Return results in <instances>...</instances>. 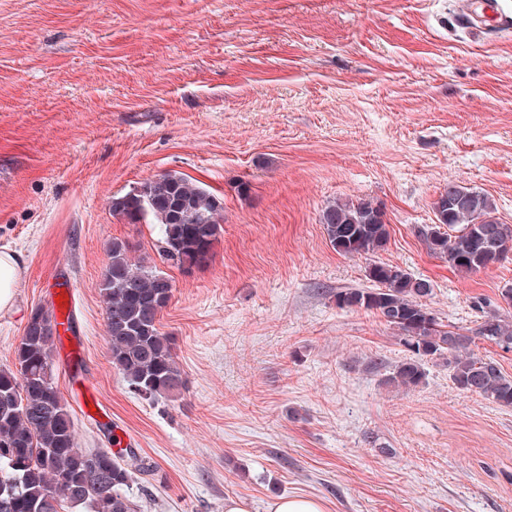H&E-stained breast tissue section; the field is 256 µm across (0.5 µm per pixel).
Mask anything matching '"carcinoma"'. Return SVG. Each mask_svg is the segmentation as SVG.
Here are the masks:
<instances>
[{
    "label": "carcinoma",
    "instance_id": "carcinoma-1",
    "mask_svg": "<svg viewBox=\"0 0 512 512\" xmlns=\"http://www.w3.org/2000/svg\"><path fill=\"white\" fill-rule=\"evenodd\" d=\"M112 210L132 224L149 217L161 225L160 252L182 271L209 262L223 223L221 203L176 174L149 179L113 199ZM433 211L436 223L418 227V237L459 274L497 262L492 236L512 237V225L498 222L490 197L471 187L448 183ZM320 222L332 246L344 255L375 253L389 238L383 211L365 199L326 206ZM128 250V243L112 242L100 288L110 357L136 394L154 399L184 385L172 342L159 329L173 283L151 267L131 263ZM367 276L378 287L346 288L336 296L346 308L380 317L413 352L393 366L387 383L419 386L426 377L424 360L436 357L448 364L457 391L512 407V377L471 349L478 337L512 348L511 319L492 316L471 334H459L440 324L422 302L432 295L428 280L386 263L369 266ZM57 326L52 309H33L14 350V368L0 369V512H136L123 454L78 444L69 405L55 382Z\"/></svg>",
    "mask_w": 512,
    "mask_h": 512
}]
</instances>
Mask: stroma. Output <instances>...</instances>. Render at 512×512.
Masks as SVG:
<instances>
[{
    "label": "stroma",
    "instance_id": "stroma-1",
    "mask_svg": "<svg viewBox=\"0 0 512 512\" xmlns=\"http://www.w3.org/2000/svg\"><path fill=\"white\" fill-rule=\"evenodd\" d=\"M462 0H0V250L22 267L0 313L12 367L44 282L67 268L87 350L88 412L56 384L80 447L135 455L139 512L319 499L324 512H512V408L454 389L445 361L386 384L409 352L344 288L384 262L428 280L465 334L512 315V256L461 275L417 235L454 181L512 225V26L475 34ZM167 173L219 198L210 262L185 273L159 227L113 198ZM381 205L374 254L331 245L322 210ZM164 272L160 314L185 386L144 399L113 368L101 283L113 240Z\"/></svg>",
    "mask_w": 512,
    "mask_h": 512
}]
</instances>
